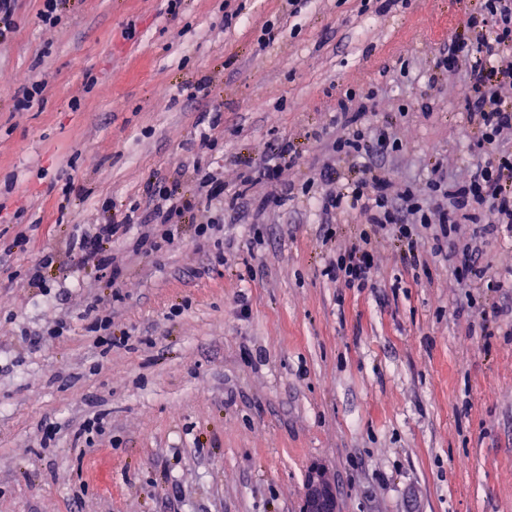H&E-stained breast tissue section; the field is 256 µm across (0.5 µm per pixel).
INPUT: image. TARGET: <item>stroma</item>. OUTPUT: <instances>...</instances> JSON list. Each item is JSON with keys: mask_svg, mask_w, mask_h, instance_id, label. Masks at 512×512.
Returning a JSON list of instances; mask_svg holds the SVG:
<instances>
[{"mask_svg": "<svg viewBox=\"0 0 512 512\" xmlns=\"http://www.w3.org/2000/svg\"><path fill=\"white\" fill-rule=\"evenodd\" d=\"M478 6L67 0L50 27L18 0L0 42V512H300L315 468L338 512H512V322L481 317L512 294L459 287L427 238V268L384 238L376 287H341L324 268L354 219L324 239L307 197L280 207L247 179L284 140L299 158L281 184L327 163L360 176L329 149L342 104L400 142L381 161L392 191L465 182L467 64L434 59ZM40 80L43 104L19 109ZM204 112L221 115L207 153L225 189L249 184L247 215L202 243L186 215L149 255L129 230L109 246L116 287L73 261L69 238L122 223L147 184L192 193ZM96 303L108 352L84 315ZM96 417L103 432L76 441ZM86 317H91L93 329L96 332H100L101 345H106L108 348H112L114 341L112 340V313L106 307H100L97 305L90 306L84 311Z\"/></svg>", "mask_w": 512, "mask_h": 512, "instance_id": "35a3bbf8", "label": "stroma"}]
</instances>
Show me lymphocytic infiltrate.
Segmentation results:
<instances>
[{
  "label": "lymphocytic infiltrate",
  "instance_id": "1",
  "mask_svg": "<svg viewBox=\"0 0 512 512\" xmlns=\"http://www.w3.org/2000/svg\"><path fill=\"white\" fill-rule=\"evenodd\" d=\"M464 26L480 34V42L450 38L440 48L436 66L448 67L462 57L469 63L462 106L475 127V153L466 183L451 187L438 177L429 181L426 192L406 190L400 197H393L376 157L396 148V140L381 128L374 141H367L364 130L358 127L361 113L343 108L336 115L345 132L333 140L332 152L363 163L361 178L340 190L323 192L316 199L322 219L338 220L353 211L362 218L355 241L336 251L325 267L326 276L342 287H375L374 245L383 234L403 246L404 262L411 267L425 266L415 245L419 238L426 237L435 242L437 255L447 261L460 287L497 290L504 286L503 280L488 279V269L479 265V251L472 241H457L454 234L463 220L475 224L474 239L503 232L512 234V152L500 147L502 134L512 130V63L495 61L500 47L512 43V0H482L479 11L471 14ZM189 165L197 184L192 195L150 190L149 208H142L137 202L130 204L123 223L97 224L73 235L67 244L70 256L81 265L108 271L116 284L124 278L125 269L105 245L126 233L128 225L136 224L141 229L135 241L136 251L151 254L174 244L185 214L201 211L208 218L196 225L195 237L211 239L221 220L220 208L239 209L244 193L225 192L221 179L201 155H193Z\"/></svg>",
  "mask_w": 512,
  "mask_h": 512
}]
</instances>
